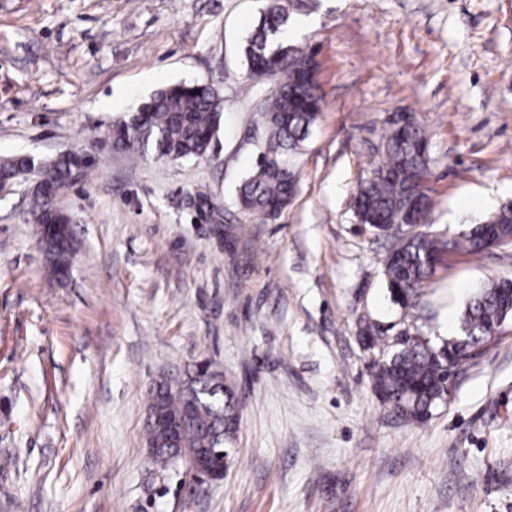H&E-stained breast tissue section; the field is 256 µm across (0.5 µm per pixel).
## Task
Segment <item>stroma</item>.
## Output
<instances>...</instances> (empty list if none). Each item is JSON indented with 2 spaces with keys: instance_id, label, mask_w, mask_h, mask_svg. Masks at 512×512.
Segmentation results:
<instances>
[{
  "instance_id": "stroma-1",
  "label": "stroma",
  "mask_w": 512,
  "mask_h": 512,
  "mask_svg": "<svg viewBox=\"0 0 512 512\" xmlns=\"http://www.w3.org/2000/svg\"><path fill=\"white\" fill-rule=\"evenodd\" d=\"M265 0H0V158L95 161L58 204L77 252L56 277L28 184L0 195V512H512V318L423 424L372 387L359 321L448 340L468 297L512 280V244L445 256L391 302L389 238L353 196L390 118L429 141V222L455 236L512 201V0H294L322 110L279 217L243 214L259 109L244 40ZM224 102L207 158L127 155L113 121L154 90ZM223 370L239 425L221 480L157 468V383Z\"/></svg>"
}]
</instances>
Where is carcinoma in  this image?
Segmentation results:
<instances>
[{"label":"carcinoma","mask_w":512,"mask_h":512,"mask_svg":"<svg viewBox=\"0 0 512 512\" xmlns=\"http://www.w3.org/2000/svg\"><path fill=\"white\" fill-rule=\"evenodd\" d=\"M294 19L284 0H269L243 48L244 81L274 76L282 56H288V81L279 83L262 108L264 136L253 171L239 187L238 203L249 214L273 219L293 197L298 178L297 161L302 144L321 111L319 87L308 82L303 67L308 57L289 39ZM222 100L213 87L200 83L165 86L140 107L112 124L116 151L179 162L207 156L220 126ZM382 159L371 177L360 183L354 206L364 226L376 236L391 235L395 243L384 259L388 292L404 308L415 304L421 288L435 273L448 251L481 255L483 230L476 226L449 241L428 229H410L404 213L413 199L432 201L420 178L429 170L427 139L411 125L397 130L389 125L382 134ZM71 162L64 158L40 162L31 192L29 223L36 225L38 243L49 256L55 276L70 268L74 237L69 215L56 200L72 184ZM25 177L19 156L0 160V182L15 183ZM512 206L494 215L489 229L505 243L512 242ZM512 317V280L491 279L464 305L458 336L441 345L405 329L385 343L378 326L362 320L359 339L367 350L385 344L382 358L372 364L376 395L404 420L428 421L448 395V381L461 360L481 354L497 339L500 323ZM151 408L177 428L176 442L167 428L147 419L146 439L155 449L154 459L165 463L183 452L220 448L233 438L237 426L235 394L224 383V373L207 363L191 371L175 390L158 388Z\"/></svg>","instance_id":"obj_1"}]
</instances>
